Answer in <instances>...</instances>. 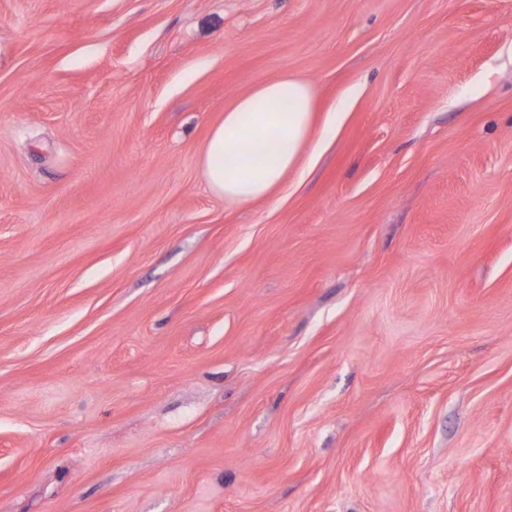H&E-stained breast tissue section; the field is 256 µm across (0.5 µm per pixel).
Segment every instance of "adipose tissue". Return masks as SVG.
I'll return each mask as SVG.
<instances>
[{
  "label": "adipose tissue",
  "mask_w": 512,
  "mask_h": 512,
  "mask_svg": "<svg viewBox=\"0 0 512 512\" xmlns=\"http://www.w3.org/2000/svg\"><path fill=\"white\" fill-rule=\"evenodd\" d=\"M314 93L303 79L284 75L264 82L224 111L199 157L209 190L236 204L268 199L289 174L301 170L311 139Z\"/></svg>",
  "instance_id": "ef3b65f1"
}]
</instances>
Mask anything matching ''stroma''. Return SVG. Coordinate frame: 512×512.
<instances>
[{
  "instance_id": "1",
  "label": "stroma",
  "mask_w": 512,
  "mask_h": 512,
  "mask_svg": "<svg viewBox=\"0 0 512 512\" xmlns=\"http://www.w3.org/2000/svg\"><path fill=\"white\" fill-rule=\"evenodd\" d=\"M0 512H512V0H0ZM314 93L303 79L264 82L224 110L199 157L209 190L236 204L266 200L323 148L311 140Z\"/></svg>"
}]
</instances>
